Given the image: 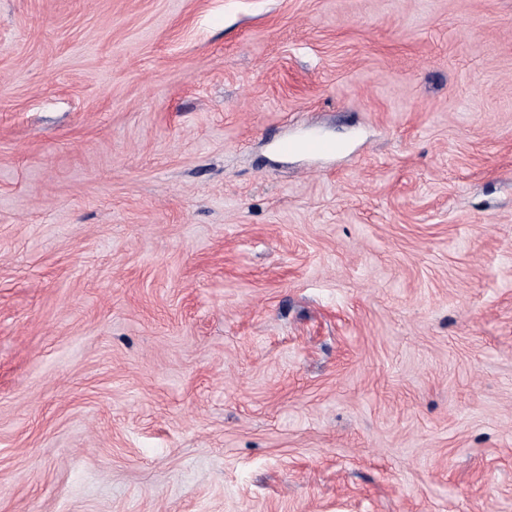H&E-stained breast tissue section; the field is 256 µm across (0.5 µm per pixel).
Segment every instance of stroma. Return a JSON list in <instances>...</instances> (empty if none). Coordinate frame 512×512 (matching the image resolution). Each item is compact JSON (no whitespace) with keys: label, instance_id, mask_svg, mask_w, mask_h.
I'll return each mask as SVG.
<instances>
[{"label":"stroma","instance_id":"35a3bbf8","mask_svg":"<svg viewBox=\"0 0 512 512\" xmlns=\"http://www.w3.org/2000/svg\"><path fill=\"white\" fill-rule=\"evenodd\" d=\"M0 512H512V0H0ZM278 151L284 155L305 153L309 155H330L336 153V143L318 135L282 138L277 143Z\"/></svg>","mask_w":512,"mask_h":512}]
</instances>
